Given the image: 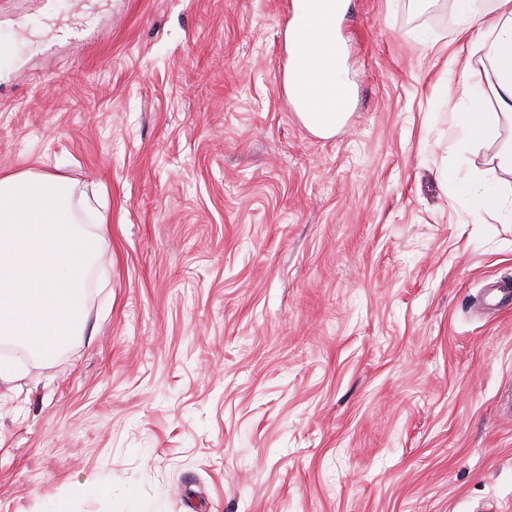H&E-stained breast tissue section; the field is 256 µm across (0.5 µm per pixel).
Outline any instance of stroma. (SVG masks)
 <instances>
[{
    "mask_svg": "<svg viewBox=\"0 0 512 512\" xmlns=\"http://www.w3.org/2000/svg\"><path fill=\"white\" fill-rule=\"evenodd\" d=\"M478 8L348 0L360 101L322 137L294 0H0V176L62 173L102 236L89 334L0 380V512H116L92 479L127 512H512V127L450 123L498 109Z\"/></svg>",
    "mask_w": 512,
    "mask_h": 512,
    "instance_id": "35a3bbf8",
    "label": "stroma"
}]
</instances>
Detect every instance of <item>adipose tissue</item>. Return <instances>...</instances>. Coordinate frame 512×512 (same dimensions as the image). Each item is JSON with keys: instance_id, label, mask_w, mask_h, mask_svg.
Here are the masks:
<instances>
[{"instance_id": "obj_1", "label": "adipose tissue", "mask_w": 512, "mask_h": 512, "mask_svg": "<svg viewBox=\"0 0 512 512\" xmlns=\"http://www.w3.org/2000/svg\"><path fill=\"white\" fill-rule=\"evenodd\" d=\"M297 13L286 44L289 55L287 81L302 90L299 105L305 125L316 134L327 137L336 131L335 96H322L328 63L336 56L331 43L328 16L317 12L315 21H308L310 0H296ZM498 17L487 44L496 77L500 111H485L479 100L456 109L450 115L452 126L471 145H479L497 133L501 120H512V0H497Z\"/></svg>"}]
</instances>
